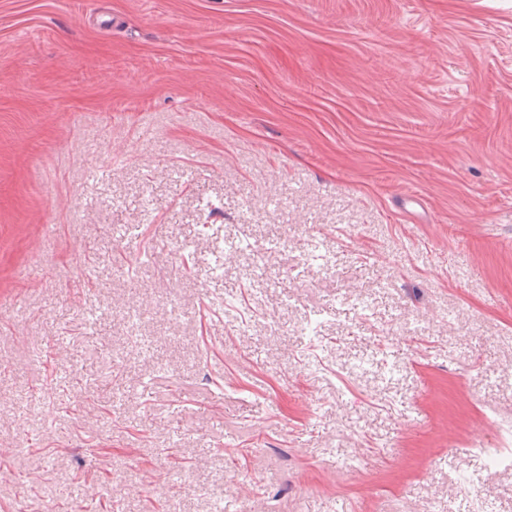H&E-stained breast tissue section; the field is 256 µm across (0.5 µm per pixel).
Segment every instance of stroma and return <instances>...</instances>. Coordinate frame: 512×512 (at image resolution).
Here are the masks:
<instances>
[{
	"label": "stroma",
	"mask_w": 512,
	"mask_h": 512,
	"mask_svg": "<svg viewBox=\"0 0 512 512\" xmlns=\"http://www.w3.org/2000/svg\"><path fill=\"white\" fill-rule=\"evenodd\" d=\"M510 431L512 6L0 0V512H512Z\"/></svg>",
	"instance_id": "obj_1"
}]
</instances>
